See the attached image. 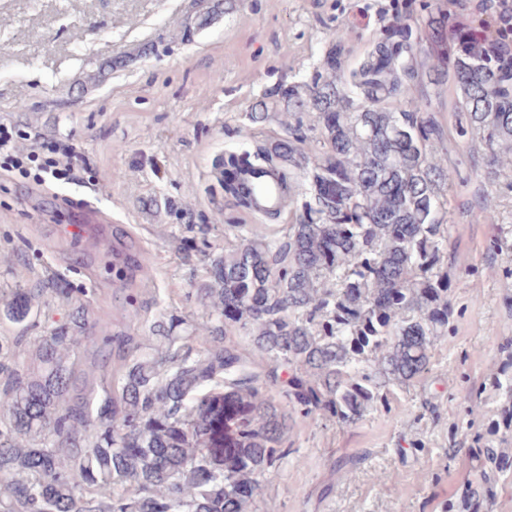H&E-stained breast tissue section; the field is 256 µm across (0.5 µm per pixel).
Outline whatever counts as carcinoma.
Listing matches in <instances>:
<instances>
[{"mask_svg":"<svg viewBox=\"0 0 512 512\" xmlns=\"http://www.w3.org/2000/svg\"><path fill=\"white\" fill-rule=\"evenodd\" d=\"M351 69L346 34L307 82L256 101L296 123L254 154L310 183L311 201L280 241L261 226L212 261L198 289L206 319L187 336L164 326L142 336L106 391L97 417L70 397L74 355L103 321L75 312L32 341L43 292L16 289L0 316L19 327L0 338V512H252L266 471L288 455L297 421L329 415L353 426L431 368L448 335L451 281L443 263L452 186L434 90L453 79L456 133L479 144L497 171L512 170V68L492 56L495 29L454 40L448 14L399 4ZM313 117L318 154L305 149ZM272 362L266 379L236 341ZM204 351L193 354V346ZM281 384L294 412L268 395ZM498 419L466 423L477 463L448 512H492L512 485V363L494 379Z\"/></svg>","mask_w":512,"mask_h":512,"instance_id":"obj_1","label":"carcinoma"}]
</instances>
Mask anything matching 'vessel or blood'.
Masks as SVG:
<instances>
[{"label":"vessel or blood","mask_w":512,"mask_h":512,"mask_svg":"<svg viewBox=\"0 0 512 512\" xmlns=\"http://www.w3.org/2000/svg\"><path fill=\"white\" fill-rule=\"evenodd\" d=\"M221 181L230 183L238 197L245 200L249 211L256 214L284 213L286 205L278 177L273 168H249L244 162L222 165L217 169ZM80 219L74 227L89 251H97L103 245L100 226L105 218L102 214L84 205H76Z\"/></svg>","instance_id":"b4317fda"}]
</instances>
